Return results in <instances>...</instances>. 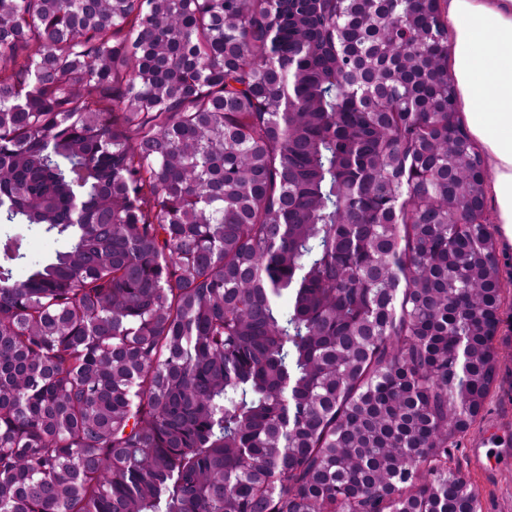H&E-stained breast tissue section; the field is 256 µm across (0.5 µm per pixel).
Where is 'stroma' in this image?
<instances>
[{"instance_id": "35a3bbf8", "label": "stroma", "mask_w": 512, "mask_h": 512, "mask_svg": "<svg viewBox=\"0 0 512 512\" xmlns=\"http://www.w3.org/2000/svg\"><path fill=\"white\" fill-rule=\"evenodd\" d=\"M497 257L503 293L496 379L475 422L448 438V468L478 492L480 512H512V249L498 248Z\"/></svg>"}]
</instances>
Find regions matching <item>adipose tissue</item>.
Wrapping results in <instances>:
<instances>
[{"label": "adipose tissue", "mask_w": 512, "mask_h": 512, "mask_svg": "<svg viewBox=\"0 0 512 512\" xmlns=\"http://www.w3.org/2000/svg\"><path fill=\"white\" fill-rule=\"evenodd\" d=\"M448 66L470 139L493 173L486 197L512 247V0H443Z\"/></svg>", "instance_id": "obj_1"}]
</instances>
